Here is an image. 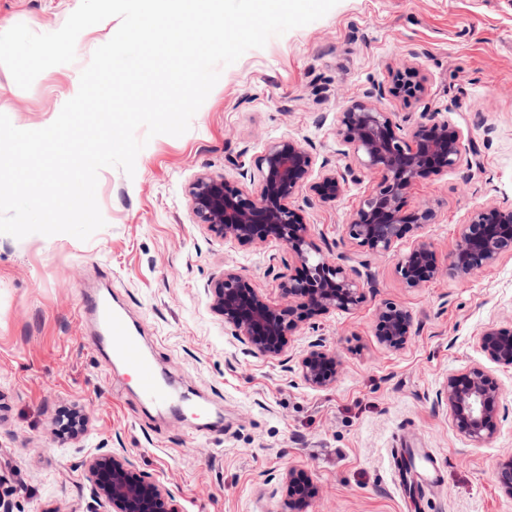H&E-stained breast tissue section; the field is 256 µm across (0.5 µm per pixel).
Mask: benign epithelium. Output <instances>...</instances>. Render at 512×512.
Here are the masks:
<instances>
[{"label":"benign epithelium","mask_w":512,"mask_h":512,"mask_svg":"<svg viewBox=\"0 0 512 512\" xmlns=\"http://www.w3.org/2000/svg\"><path fill=\"white\" fill-rule=\"evenodd\" d=\"M425 90V78L416 68L406 67L391 73L389 89L374 88L366 92L365 99L353 101L340 113L338 134L353 153V166L324 168L315 178L312 155L298 141L281 138L266 145L258 180L249 188L230 185L224 176L210 173L191 182L189 196L197 223L242 247L274 240L300 263L299 275H280L282 293L288 298V306L282 308L267 304L250 279L234 270L224 271L213 282L215 309L252 354L280 357L300 322L351 311L365 298L359 270L323 254L299 210L292 206V200L306 190L322 202H332L343 185L357 179V173L372 176L371 191L342 225L343 239L385 254L404 237H415L413 247L397 262L407 288H420L442 271L434 245L419 235L426 225L435 223L436 209H408L405 199L416 184L467 161L461 133L448 122L430 119L403 137L395 132L387 113L371 101L385 91L420 98ZM505 256L512 257V208L487 204L472 211L461 225L448 266L458 277L466 278L492 268ZM410 325L409 313L389 303L378 312L376 336L383 345L400 349L409 340ZM476 345L489 362L512 366L511 332L489 324L478 334ZM336 367V354L319 342L299 362L301 378L314 388L330 386ZM440 397L467 442L481 445L495 436L499 386L486 367L478 364L448 376ZM85 477L96 498L112 504V512H177L170 493L161 484L136 476L131 460L124 455L92 457ZM494 478L503 492L512 496L511 454Z\"/></svg>","instance_id":"1"}]
</instances>
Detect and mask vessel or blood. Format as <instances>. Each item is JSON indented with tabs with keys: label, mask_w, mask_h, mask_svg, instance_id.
I'll return each instance as SVG.
<instances>
[{
	"label": "vessel or blood",
	"mask_w": 512,
	"mask_h": 512,
	"mask_svg": "<svg viewBox=\"0 0 512 512\" xmlns=\"http://www.w3.org/2000/svg\"><path fill=\"white\" fill-rule=\"evenodd\" d=\"M84 309L91 314L103 340L108 343L109 363L122 365L134 373L138 399L144 407L162 415L208 414L206 400L193 398L158 371L153 357L144 350L137 329L130 325L123 310L113 307L108 298L99 295L89 298ZM409 457L408 449L395 448L391 451L393 479L399 490L409 489L425 495L443 484L444 469L430 452L424 456L426 467L420 482L409 483L406 467Z\"/></svg>",
	"instance_id": "vessel-or-blood-1"
}]
</instances>
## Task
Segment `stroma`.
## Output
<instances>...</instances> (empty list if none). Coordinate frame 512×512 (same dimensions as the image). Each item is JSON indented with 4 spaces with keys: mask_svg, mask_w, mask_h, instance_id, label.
I'll list each match as a JSON object with an SVG mask.
<instances>
[{
    "mask_svg": "<svg viewBox=\"0 0 512 512\" xmlns=\"http://www.w3.org/2000/svg\"><path fill=\"white\" fill-rule=\"evenodd\" d=\"M77 3L0 0V24L56 31ZM119 25L111 17L91 26L75 62L48 68L30 89L0 65V113L20 129L49 126ZM406 66L426 77L425 95L388 94L377 106L401 133L432 117L471 147L468 164L407 197L411 208L435 205L437 219L421 234L448 259L470 212L512 206V0H339L223 68L189 130L153 137L134 175L102 168L96 197L106 224L88 240L0 235V493L13 512H112L95 506L85 478L87 460L110 452L167 488L178 512H283L291 471L317 489L306 512H512V496L493 480L512 453V366H490L505 414L484 444L460 436L439 398L449 375L485 362L476 347L484 326L512 331V257L468 279L443 272L404 287L396 264L412 238L376 254L340 237L374 185L365 175L334 202H293L321 249L362 264L363 303L303 321L276 359L248 352L213 305L211 284L228 269L247 275L270 305H285L279 276L297 264L280 243L242 247L196 223L190 183L204 172L241 183V170L257 173L266 144L282 137L315 164L351 163L341 153L340 112ZM89 293L139 322L160 370L208 398L223 431L202 436L189 420L140 405L104 364L97 328L80 313ZM388 303L412 318L398 350L375 334ZM316 342L339 359L323 389L298 370ZM396 447L428 449L445 465L444 483L421 505L392 481Z\"/></svg>",
    "mask_w": 512,
    "mask_h": 512,
    "instance_id": "stroma-1",
    "label": "stroma"
}]
</instances>
